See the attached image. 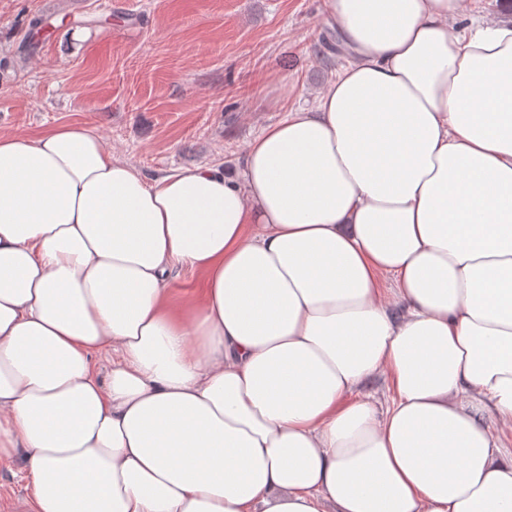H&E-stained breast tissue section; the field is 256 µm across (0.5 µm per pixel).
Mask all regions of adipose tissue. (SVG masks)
<instances>
[{
    "label": "adipose tissue",
    "instance_id": "ef3b65f1",
    "mask_svg": "<svg viewBox=\"0 0 512 512\" xmlns=\"http://www.w3.org/2000/svg\"><path fill=\"white\" fill-rule=\"evenodd\" d=\"M323 6L347 65L236 169L0 134L20 512H512V23ZM199 286L200 278L195 271L183 267L174 272L171 289L175 297L182 298L188 294H192Z\"/></svg>",
    "mask_w": 512,
    "mask_h": 512
}]
</instances>
